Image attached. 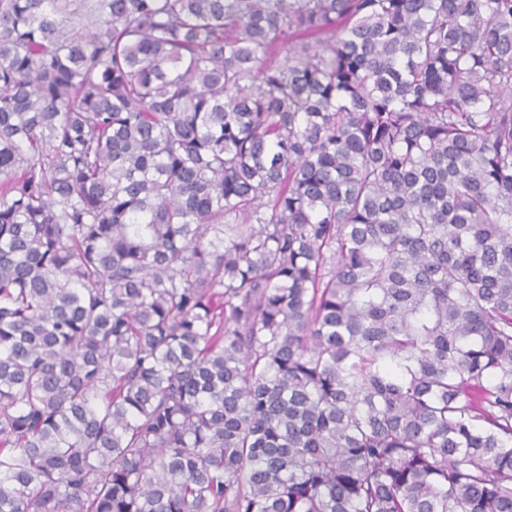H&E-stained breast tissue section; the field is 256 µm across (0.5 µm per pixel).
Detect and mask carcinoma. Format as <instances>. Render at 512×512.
<instances>
[{"instance_id": "obj_1", "label": "carcinoma", "mask_w": 512, "mask_h": 512, "mask_svg": "<svg viewBox=\"0 0 512 512\" xmlns=\"http://www.w3.org/2000/svg\"><path fill=\"white\" fill-rule=\"evenodd\" d=\"M0 512H512V0H0Z\"/></svg>"}]
</instances>
